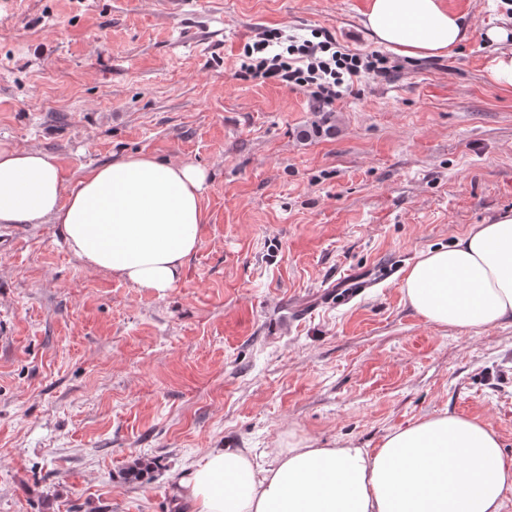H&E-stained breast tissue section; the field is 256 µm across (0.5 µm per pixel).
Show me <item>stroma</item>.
<instances>
[{
	"instance_id": "1",
	"label": "stroma",
	"mask_w": 512,
	"mask_h": 512,
	"mask_svg": "<svg viewBox=\"0 0 512 512\" xmlns=\"http://www.w3.org/2000/svg\"><path fill=\"white\" fill-rule=\"evenodd\" d=\"M369 2L0 0L1 146L70 190L131 153L209 174L160 295L87 268L58 225L0 224V512H188L173 489L209 449L373 450L444 411L512 462V320L436 325L402 292L423 253L512 211V88L488 74L512 0H441L463 44L388 53L330 105L240 71L264 29L378 50ZM352 275L374 281L349 299Z\"/></svg>"
}]
</instances>
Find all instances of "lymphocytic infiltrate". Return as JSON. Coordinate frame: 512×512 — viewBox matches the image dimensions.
I'll list each match as a JSON object with an SVG mask.
<instances>
[{"instance_id": "lymphocytic-infiltrate-1", "label": "lymphocytic infiltrate", "mask_w": 512, "mask_h": 512, "mask_svg": "<svg viewBox=\"0 0 512 512\" xmlns=\"http://www.w3.org/2000/svg\"><path fill=\"white\" fill-rule=\"evenodd\" d=\"M240 68L246 77L260 82L286 83L312 90L323 103L331 104L365 75H389L385 55L354 52L327 31L303 40L283 41L281 32H258L245 44Z\"/></svg>"}]
</instances>
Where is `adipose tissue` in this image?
Instances as JSON below:
<instances>
[{"mask_svg":"<svg viewBox=\"0 0 512 512\" xmlns=\"http://www.w3.org/2000/svg\"><path fill=\"white\" fill-rule=\"evenodd\" d=\"M365 26L398 55L448 53L467 37L440 0H370ZM207 171L131 154L65 188L55 161L0 149V224H59L69 249L94 270L165 293L200 244ZM425 320L465 330L512 320V212L427 251L402 284ZM512 463L498 433L475 417L438 412L386 434L369 451L348 441H303L257 462L247 448H215L175 495L192 512H502Z\"/></svg>","mask_w":512,"mask_h":512,"instance_id":"1","label":"adipose tissue"}]
</instances>
